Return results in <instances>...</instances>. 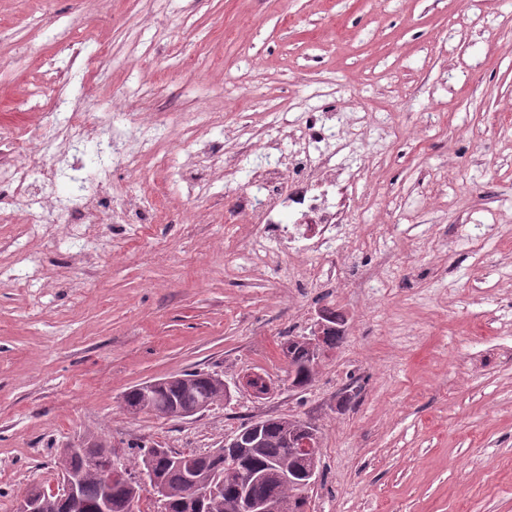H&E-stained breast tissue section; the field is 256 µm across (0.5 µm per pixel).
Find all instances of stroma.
<instances>
[{
	"label": "stroma",
	"instance_id": "35a3bbf8",
	"mask_svg": "<svg viewBox=\"0 0 512 512\" xmlns=\"http://www.w3.org/2000/svg\"><path fill=\"white\" fill-rule=\"evenodd\" d=\"M466 3L0 0V130L35 128L16 100L62 27L87 52L111 44L61 88L96 115L122 89L117 134L162 112L216 120L166 129L170 219L99 225L111 252L78 266L83 244L66 230L30 236L23 212L0 224V512L52 484L57 449L84 436L111 437L123 457L138 445L206 453L245 423L289 416L321 434L311 512H512V335L496 324L512 320V0H484L472 25ZM372 105L398 113V133L367 130L336 161L370 167L353 222L392 255L386 281L292 295L284 263L236 280L244 226L224 208L257 159L240 158L232 183L213 169L200 189L188 181L200 160L180 142L231 152L237 116L265 134L262 112L349 121ZM477 224L497 227L480 259L464 247ZM19 245L48 280L26 285ZM322 309L346 316L345 339L309 386L289 387L280 344ZM191 370L221 374L230 399L187 418L124 410L131 387ZM251 374L272 392L244 389Z\"/></svg>",
	"mask_w": 512,
	"mask_h": 512
}]
</instances>
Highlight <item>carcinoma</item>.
<instances>
[{"mask_svg":"<svg viewBox=\"0 0 512 512\" xmlns=\"http://www.w3.org/2000/svg\"><path fill=\"white\" fill-rule=\"evenodd\" d=\"M281 351L293 367L300 383L312 382L315 369L310 365L309 352L300 336H288L281 343ZM125 408L133 415L166 414L176 409L189 410L197 405H216L224 400V385L211 380L209 374L191 371L180 378L162 385L149 401H144L139 386L130 388L123 397ZM298 424L282 417L266 418V425L257 446L247 449L246 459L230 448L227 457L220 460L210 453L176 451L171 448L141 446L138 452L123 463L127 478L116 480L106 487L96 469L89 467L82 458L59 449L55 467L74 472L80 477V496L84 512H142L143 495L136 475L152 469L168 488L170 512H183L184 484L190 479L209 482L218 479L221 491L209 500L205 512H238L243 495L265 502L273 512H297L301 489L280 477V473L318 469L320 458L293 451L292 435ZM256 470L259 478L246 485L242 482L244 468ZM42 486H29L24 496L40 498V512H66L65 505L56 497L41 493Z\"/></svg>","mask_w":512,"mask_h":512,"instance_id":"cac0c4a2","label":"carcinoma"}]
</instances>
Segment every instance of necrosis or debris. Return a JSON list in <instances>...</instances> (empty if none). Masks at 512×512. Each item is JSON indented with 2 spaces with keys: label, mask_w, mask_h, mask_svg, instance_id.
<instances>
[{
  "label": "necrosis or debris",
  "mask_w": 512,
  "mask_h": 512,
  "mask_svg": "<svg viewBox=\"0 0 512 512\" xmlns=\"http://www.w3.org/2000/svg\"><path fill=\"white\" fill-rule=\"evenodd\" d=\"M59 78V68L49 66L43 82L29 89L22 103L25 111L46 113L47 122L17 133L0 149V186L10 187L26 209L30 233L71 227L93 248L99 240L96 225L111 223L114 211H121L126 224L166 221L164 196L151 179L139 180L130 194L112 189L101 197L54 195V186L67 177L71 160L79 159L86 143H95L105 157L130 170L138 168L143 154L157 150L154 137L122 138L107 121L89 122L79 102L58 92ZM349 135L346 127L337 126L335 113H321L292 130L296 150L285 161L277 156L275 140L240 136V154L265 157L233 200L232 211L243 218L249 242L237 266L240 280H248L255 268H273L278 251L292 257L288 285L295 289L347 281L361 289L383 280L391 257L376 238L350 229L353 181L334 155L320 148L325 140ZM364 254L370 257L369 267L354 272V262Z\"/></svg>",
  "instance_id": "1"
}]
</instances>
